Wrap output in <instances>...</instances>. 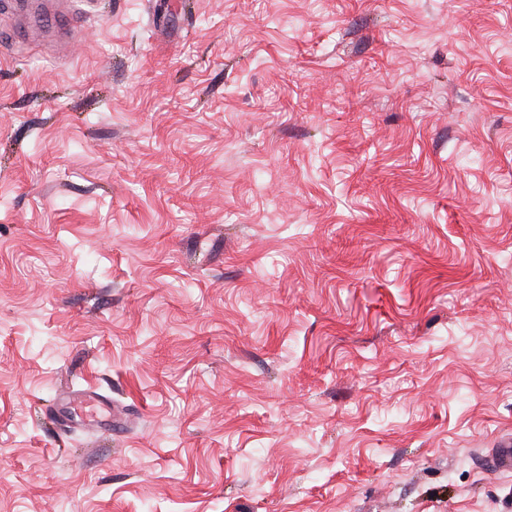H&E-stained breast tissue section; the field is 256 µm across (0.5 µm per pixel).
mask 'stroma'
<instances>
[{"mask_svg": "<svg viewBox=\"0 0 512 512\" xmlns=\"http://www.w3.org/2000/svg\"><path fill=\"white\" fill-rule=\"evenodd\" d=\"M79 9L0 10V512H512V0ZM35 3L40 7L25 18L27 28L54 37L55 50L68 52L70 39L75 34L73 19L79 14L72 1L40 0ZM63 403H71L72 406L70 408L75 414L96 422L97 426H109L112 429V421L114 426L119 422L114 413L112 420V409L93 396L74 395L68 397L59 405ZM59 405L54 408V411L57 412L59 410ZM104 410H107L109 414H105ZM489 465L498 471H510L512 469V438L509 435L502 439L498 448H492L488 456Z\"/></svg>", "mask_w": 512, "mask_h": 512, "instance_id": "1", "label": "stroma"}]
</instances>
